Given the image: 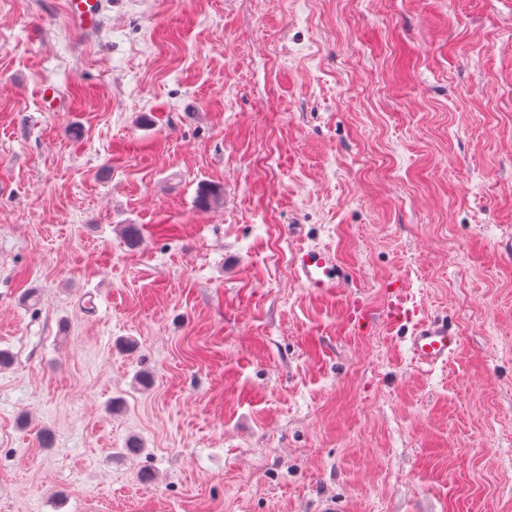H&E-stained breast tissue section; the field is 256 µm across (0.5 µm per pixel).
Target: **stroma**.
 Returning a JSON list of instances; mask_svg holds the SVG:
<instances>
[{
    "instance_id": "stroma-1",
    "label": "stroma",
    "mask_w": 512,
    "mask_h": 512,
    "mask_svg": "<svg viewBox=\"0 0 512 512\" xmlns=\"http://www.w3.org/2000/svg\"><path fill=\"white\" fill-rule=\"evenodd\" d=\"M64 5L0 0V512H512V0ZM105 3L106 0H67L69 23L80 31H93L99 25ZM295 262L299 279L307 288L332 293L344 288L347 282L335 255L329 251L303 249L296 254ZM460 345V336L445 318L420 320L409 337V351L421 367L445 364Z\"/></svg>"
}]
</instances>
